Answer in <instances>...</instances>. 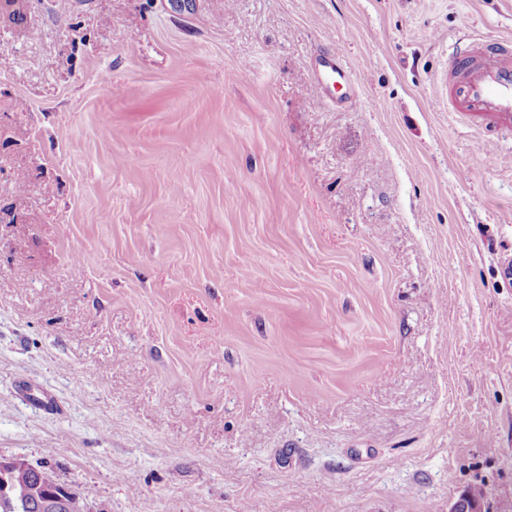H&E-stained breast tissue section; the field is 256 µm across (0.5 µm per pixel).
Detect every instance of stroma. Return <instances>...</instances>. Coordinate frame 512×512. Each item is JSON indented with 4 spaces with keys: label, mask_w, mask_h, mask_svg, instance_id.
Listing matches in <instances>:
<instances>
[{
    "label": "stroma",
    "mask_w": 512,
    "mask_h": 512,
    "mask_svg": "<svg viewBox=\"0 0 512 512\" xmlns=\"http://www.w3.org/2000/svg\"><path fill=\"white\" fill-rule=\"evenodd\" d=\"M465 34L512 0H0V457L84 512H512V128L448 109ZM351 75V70L343 62L342 53L336 49L335 53L322 55L317 60L314 86L323 96L331 95L333 91L330 81H341L348 87L351 83Z\"/></svg>",
    "instance_id": "stroma-1"
}]
</instances>
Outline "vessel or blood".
<instances>
[{
	"label": "vessel or blood",
	"mask_w": 512,
	"mask_h": 512,
	"mask_svg": "<svg viewBox=\"0 0 512 512\" xmlns=\"http://www.w3.org/2000/svg\"><path fill=\"white\" fill-rule=\"evenodd\" d=\"M352 72L342 53L322 55L314 86L331 94L332 82L350 84ZM448 107L496 125L512 124V44L484 41L456 50L448 60Z\"/></svg>",
	"instance_id": "vessel-or-blood-1"
}]
</instances>
